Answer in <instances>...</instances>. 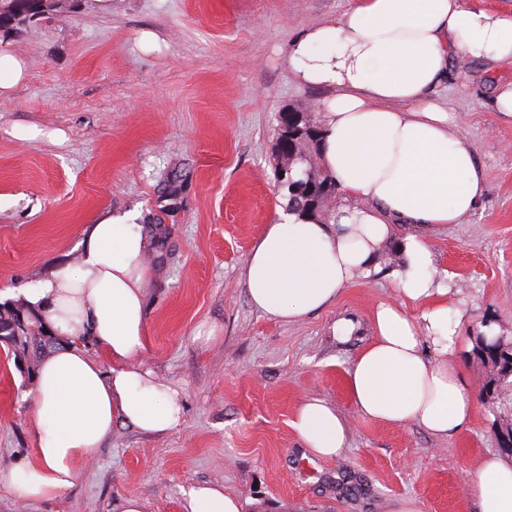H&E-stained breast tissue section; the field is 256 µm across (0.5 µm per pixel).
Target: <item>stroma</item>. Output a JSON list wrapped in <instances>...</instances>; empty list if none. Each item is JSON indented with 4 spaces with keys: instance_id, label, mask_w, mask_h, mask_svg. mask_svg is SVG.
<instances>
[{
    "instance_id": "35a3bbf8",
    "label": "stroma",
    "mask_w": 512,
    "mask_h": 512,
    "mask_svg": "<svg viewBox=\"0 0 512 512\" xmlns=\"http://www.w3.org/2000/svg\"><path fill=\"white\" fill-rule=\"evenodd\" d=\"M353 0H60L51 18L0 31L26 79L0 97V303L55 266L75 263L91 224L127 212L154 241L147 259L144 364L183 394V421L152 436L123 422L58 500L29 504L0 488V512H183L191 483L219 485L242 512H479L466 481L499 453L493 415L435 437L358 414L346 371L367 345L377 303L400 302L394 262L333 305L286 324L250 303L243 277L255 240L285 201L273 153L281 112L326 90L295 81L288 52L308 27ZM512 63L454 68L437 94L475 147L486 194L464 223L424 230L473 392V338L512 336V121L493 106ZM44 132L18 138L23 127ZM181 190L167 195L166 177ZM357 320L338 341V318ZM34 383L0 352V470L34 458ZM309 397L350 425L331 459L311 455L290 422Z\"/></svg>"
}]
</instances>
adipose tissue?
Listing matches in <instances>:
<instances>
[{"instance_id": "obj_1", "label": "adipose tissue", "mask_w": 512, "mask_h": 512, "mask_svg": "<svg viewBox=\"0 0 512 512\" xmlns=\"http://www.w3.org/2000/svg\"><path fill=\"white\" fill-rule=\"evenodd\" d=\"M288 60L297 82L328 91L319 105L321 163L345 203L330 224L278 212L244 266L250 302L269 318L300 322L376 273L378 257L397 243L402 301L376 305L374 336L348 372L352 401L384 423L417 424L437 437L465 431L475 402L457 356L459 324L422 232L473 214L486 176L435 90L451 64L512 63V13L469 0H356L336 22L306 30ZM401 224L413 231L399 241ZM150 248L142 225L111 213L91 225L75 265L22 290V304L65 341L36 373L34 459L0 472V485L16 497L50 501L71 488L115 421L150 435L180 424V391L141 361ZM89 338L111 357L110 368L87 353ZM291 426L319 457H337L346 445L347 425L323 399L302 401ZM467 486L481 512H512V461L484 455ZM183 510L241 512L242 505L223 487L194 484Z\"/></svg>"}]
</instances>
